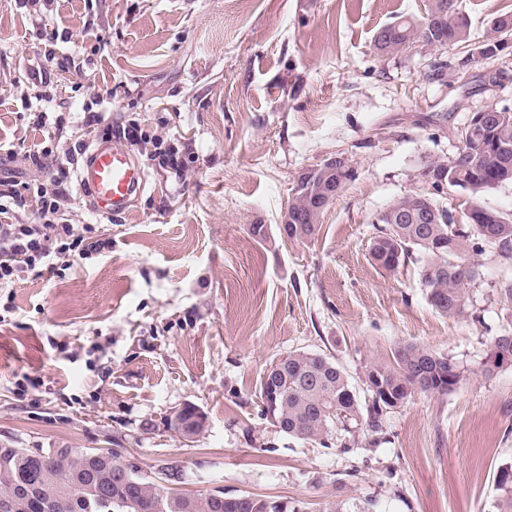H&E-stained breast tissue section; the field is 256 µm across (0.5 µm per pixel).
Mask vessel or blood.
<instances>
[{"mask_svg":"<svg viewBox=\"0 0 512 512\" xmlns=\"http://www.w3.org/2000/svg\"><path fill=\"white\" fill-rule=\"evenodd\" d=\"M77 182L97 210L116 214L130 208L146 184V173L127 146L101 142L87 153L77 171Z\"/></svg>","mask_w":512,"mask_h":512,"instance_id":"b4317fda","label":"vessel or blood"}]
</instances>
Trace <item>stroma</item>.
Here are the masks:
<instances>
[{"label":"stroma","mask_w":512,"mask_h":512,"mask_svg":"<svg viewBox=\"0 0 512 512\" xmlns=\"http://www.w3.org/2000/svg\"><path fill=\"white\" fill-rule=\"evenodd\" d=\"M478 48L512 0H456ZM425 0H0V143L10 168L45 138L37 112L64 115L58 152L95 144L86 113L133 122L147 183L130 210L98 212L75 177L68 219L112 241L92 260L0 288V446L119 448L148 472L174 461L183 490L336 505L338 512H497L512 466V365L486 373L493 336L512 330L492 252L455 319L429 303L419 268L370 257L379 215L425 193L465 223L468 195L421 171L451 157L457 130L489 105L512 108V35L497 56L432 80L462 49L414 44L377 57L376 31ZM499 72V84L489 74ZM181 152L175 172L151 137ZM344 155L355 180L316 234L277 226L299 176ZM268 227L256 241L249 228ZM413 342L454 357L467 379L419 395L353 449L278 433L255 390L264 368L302 349L365 367ZM186 403L208 417L194 446L164 419Z\"/></svg>","instance_id":"35a3bbf8"}]
</instances>
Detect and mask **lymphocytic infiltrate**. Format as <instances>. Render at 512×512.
I'll return each mask as SVG.
<instances>
[{
	"label": "lymphocytic infiltrate",
	"mask_w": 512,
	"mask_h": 512,
	"mask_svg": "<svg viewBox=\"0 0 512 512\" xmlns=\"http://www.w3.org/2000/svg\"><path fill=\"white\" fill-rule=\"evenodd\" d=\"M25 159L34 171L29 182L0 176V215L25 207L31 195L37 202V221L0 224V288L29 272L57 273L55 260L62 255L74 253L85 260L112 249L111 239L96 235L91 225L69 223V193L55 172L58 158L53 148L37 146Z\"/></svg>",
	"instance_id": "obj_1"
}]
</instances>
